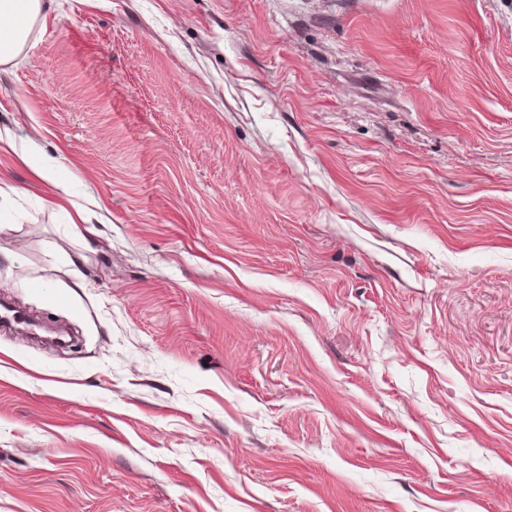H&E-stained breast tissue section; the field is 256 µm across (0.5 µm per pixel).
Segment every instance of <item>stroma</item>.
Returning <instances> with one entry per match:
<instances>
[{
  "instance_id": "obj_1",
  "label": "stroma",
  "mask_w": 512,
  "mask_h": 512,
  "mask_svg": "<svg viewBox=\"0 0 512 512\" xmlns=\"http://www.w3.org/2000/svg\"><path fill=\"white\" fill-rule=\"evenodd\" d=\"M3 299L0 512H512V0H49Z\"/></svg>"
}]
</instances>
